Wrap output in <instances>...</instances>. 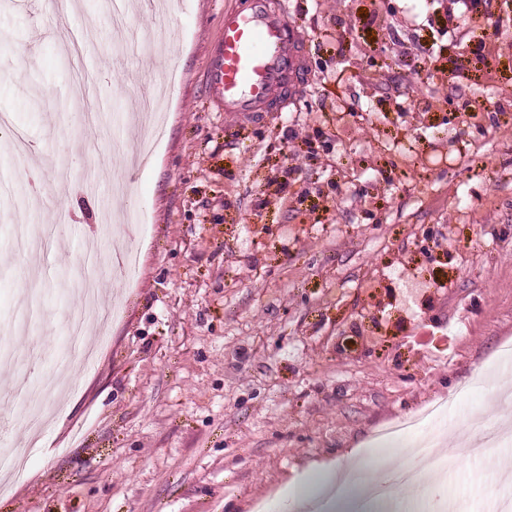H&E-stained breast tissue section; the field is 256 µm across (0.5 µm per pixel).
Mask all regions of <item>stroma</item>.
Masks as SVG:
<instances>
[{
    "instance_id": "35a3bbf8",
    "label": "stroma",
    "mask_w": 512,
    "mask_h": 512,
    "mask_svg": "<svg viewBox=\"0 0 512 512\" xmlns=\"http://www.w3.org/2000/svg\"><path fill=\"white\" fill-rule=\"evenodd\" d=\"M113 0H0V113L30 155L0 153V326L31 261L11 251L55 224L27 331L30 382L60 371L61 276L102 275L120 305L106 348L68 390L0 512H250L267 491L370 464V440L485 376L451 428L497 412L512 385V0H288L306 78L270 111L225 112L206 72L224 11L248 0H126L154 48L123 55ZM501 33L486 34V10ZM166 96L148 165L119 116ZM124 180L141 222L135 283L102 219ZM434 499L483 505L488 473L453 455Z\"/></svg>"
}]
</instances>
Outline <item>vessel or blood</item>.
I'll list each match as a JSON object with an SVG mask.
<instances>
[{"mask_svg": "<svg viewBox=\"0 0 512 512\" xmlns=\"http://www.w3.org/2000/svg\"><path fill=\"white\" fill-rule=\"evenodd\" d=\"M303 38L284 0H250L248 10L224 13V38L208 72L224 109L268 111L272 91L295 93L303 75Z\"/></svg>", "mask_w": 512, "mask_h": 512, "instance_id": "1", "label": "vessel or blood"}]
</instances>
